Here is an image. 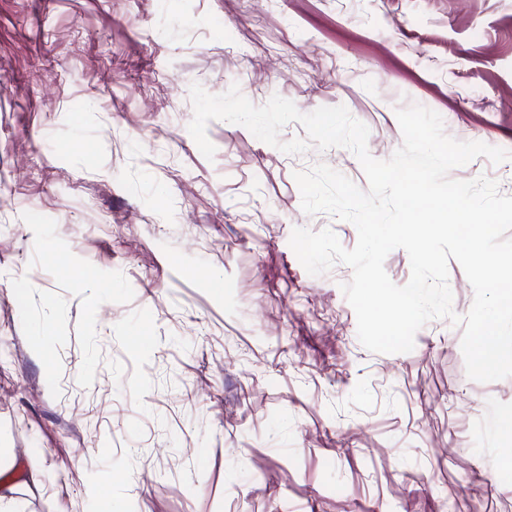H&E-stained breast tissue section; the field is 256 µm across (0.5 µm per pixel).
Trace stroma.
Returning a JSON list of instances; mask_svg holds the SVG:
<instances>
[{"label": "stroma", "mask_w": 512, "mask_h": 512, "mask_svg": "<svg viewBox=\"0 0 512 512\" xmlns=\"http://www.w3.org/2000/svg\"><path fill=\"white\" fill-rule=\"evenodd\" d=\"M195 83L345 106L380 160L412 104L512 151V0H0V449L42 466L16 512H512V377L468 378L444 318L369 351L351 268L289 245L355 246L293 173L364 190L356 156L214 120L205 159ZM481 175L512 195V159L449 173Z\"/></svg>", "instance_id": "obj_1"}]
</instances>
